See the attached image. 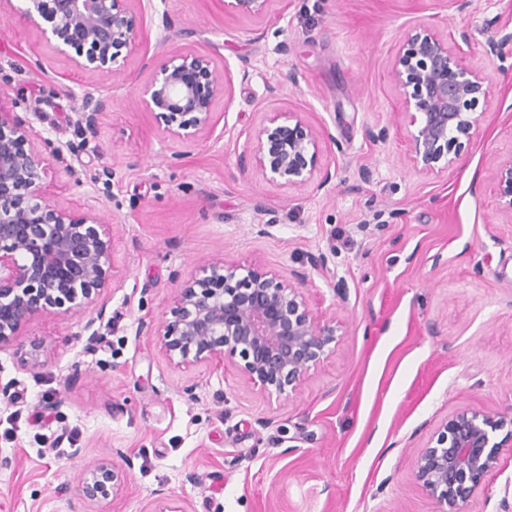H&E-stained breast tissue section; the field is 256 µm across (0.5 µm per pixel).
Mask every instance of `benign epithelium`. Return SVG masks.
Masks as SVG:
<instances>
[{"label":"benign epithelium","instance_id":"1","mask_svg":"<svg viewBox=\"0 0 512 512\" xmlns=\"http://www.w3.org/2000/svg\"><path fill=\"white\" fill-rule=\"evenodd\" d=\"M14 13L81 69L117 77L124 71L122 49L140 35L130 0H8ZM267 0H230L243 15L259 16ZM395 84L404 99L413 162L433 171L454 162L471 137L472 117L485 95L480 74L462 65L448 40L420 25L407 34L392 61ZM226 92V73L212 60L187 52L162 61L145 85L140 102L162 130L192 142L212 124L216 98ZM106 101L86 93L76 126L96 128ZM325 132L296 115L276 112L255 132L253 151L262 178L294 187L332 179L317 168ZM83 145L52 148L55 160L75 174L67 155ZM41 153L32 128L0 113V349L13 343L32 319L67 304L80 306L113 271L107 221L95 210L77 214L42 193ZM504 207L512 211V156L494 172ZM202 276L177 288L172 318L158 322L170 356L199 362L228 352L241 359V374L268 393L295 390L307 370L336 343V326L311 308L304 281L277 277L260 266L241 267L224 258L201 267ZM507 417L496 411L462 408L445 422L433 446L414 464L415 478L435 501L437 512H460L486 477L499 469L496 434ZM124 481L111 462L90 468L79 480L90 501L106 498Z\"/></svg>","mask_w":512,"mask_h":512}]
</instances>
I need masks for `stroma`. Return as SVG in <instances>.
<instances>
[{
	"mask_svg": "<svg viewBox=\"0 0 512 512\" xmlns=\"http://www.w3.org/2000/svg\"><path fill=\"white\" fill-rule=\"evenodd\" d=\"M148 37L121 78L79 69L17 16L0 14V110L51 146L85 140L75 175L50 148L46 197L108 217L113 284L93 304L31 320L0 350V512H436L414 477L457 409L512 410V211L493 173L512 155V0H131ZM471 35L459 57L486 91L454 162L422 171L392 60L408 32ZM194 51L226 69L211 130L170 139L138 93L155 66ZM295 70L298 82L282 85ZM107 108L71 120L84 93ZM278 110L325 130L321 190L270 185L252 150ZM110 185L94 183L100 165ZM263 212H256L255 202ZM303 276L338 342L295 391L249 383L238 357L181 364L151 327L182 281L216 256ZM97 340L85 328L98 308ZM48 414L34 423L33 409ZM461 512H512V442ZM123 462L108 498L81 474ZM106 107L104 99L96 98L91 93H85L77 107V128L83 131L95 129Z\"/></svg>",
	"mask_w": 512,
	"mask_h": 512,
	"instance_id": "obj_1",
	"label": "stroma"
}]
</instances>
